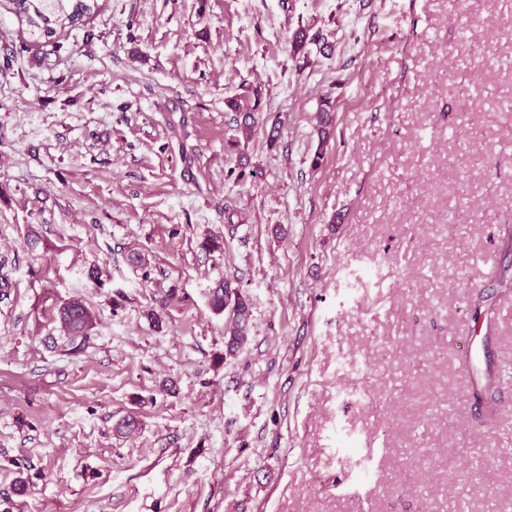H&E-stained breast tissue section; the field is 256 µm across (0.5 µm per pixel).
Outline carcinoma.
<instances>
[{"label":"carcinoma","mask_w":512,"mask_h":512,"mask_svg":"<svg viewBox=\"0 0 512 512\" xmlns=\"http://www.w3.org/2000/svg\"><path fill=\"white\" fill-rule=\"evenodd\" d=\"M13 5V12L20 20L26 22L32 40L35 42H53L57 33L69 28L81 26L85 18L92 15L98 8V0H7ZM333 115L331 102H322L319 125L317 128L318 145L312 159L313 165H318L323 157L324 147L334 137ZM235 294V306L230 311V325L227 330V349L235 351L248 340L249 320L251 316L250 303L239 288L224 280L210 292V306L217 312L226 310L225 299ZM68 304H63L58 310V316L65 332L63 344L65 351L70 354L80 353L89 339V334L82 331L80 314L67 313ZM495 377L486 372L483 383L478 390V398L484 404L488 416H496Z\"/></svg>","instance_id":"cac0c4a2"}]
</instances>
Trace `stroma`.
Returning a JSON list of instances; mask_svg holds the SVG:
<instances>
[{
    "mask_svg": "<svg viewBox=\"0 0 512 512\" xmlns=\"http://www.w3.org/2000/svg\"><path fill=\"white\" fill-rule=\"evenodd\" d=\"M28 40L1 8L0 512H512V0H98ZM231 292L235 293V306L230 311V325L227 330L229 334L227 340V349L234 352L248 340L249 320L251 316L250 303L246 296L242 294L238 287H233L232 282L224 280L210 292V306L217 312H224L227 307L226 297L229 299ZM80 300H72L63 304L58 310V316L65 332L66 340L63 344L64 350L70 354L80 353L86 345L90 334L82 331L81 318L79 313H66L68 305L79 303Z\"/></svg>",
    "mask_w": 512,
    "mask_h": 512,
    "instance_id": "stroma-1",
    "label": "stroma"
}]
</instances>
